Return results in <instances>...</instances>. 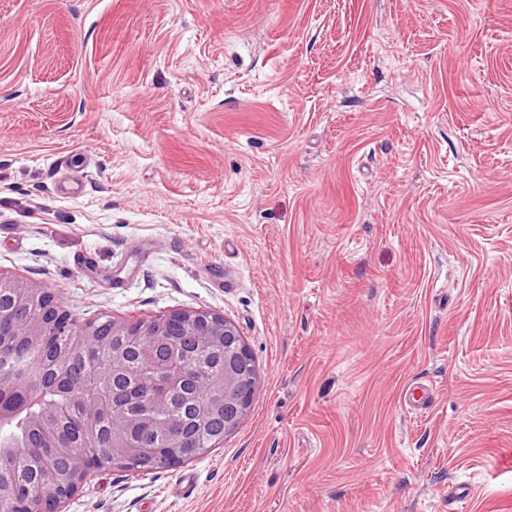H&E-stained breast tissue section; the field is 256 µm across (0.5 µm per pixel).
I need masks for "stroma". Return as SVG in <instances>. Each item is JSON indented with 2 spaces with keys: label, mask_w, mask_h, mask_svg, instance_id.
Masks as SVG:
<instances>
[{
  "label": "stroma",
  "mask_w": 512,
  "mask_h": 512,
  "mask_svg": "<svg viewBox=\"0 0 512 512\" xmlns=\"http://www.w3.org/2000/svg\"><path fill=\"white\" fill-rule=\"evenodd\" d=\"M0 275L255 358L65 512H512V0H0Z\"/></svg>",
  "instance_id": "1"
}]
</instances>
